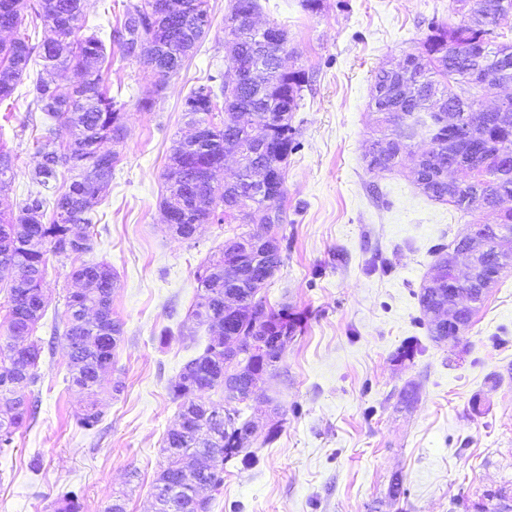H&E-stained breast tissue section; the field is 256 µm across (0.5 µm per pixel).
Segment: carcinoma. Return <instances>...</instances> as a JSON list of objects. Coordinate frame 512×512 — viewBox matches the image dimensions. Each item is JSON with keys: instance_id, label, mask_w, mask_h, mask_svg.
<instances>
[{"instance_id": "cac0c4a2", "label": "carcinoma", "mask_w": 512, "mask_h": 512, "mask_svg": "<svg viewBox=\"0 0 512 512\" xmlns=\"http://www.w3.org/2000/svg\"><path fill=\"white\" fill-rule=\"evenodd\" d=\"M158 2L125 4L121 21L105 41L95 30L80 34L83 0H34L30 5L26 0H0V31L14 34L0 44V103L12 97L37 56L43 70L31 90L36 110L70 131L69 141L59 145L56 129H45L38 150L41 161L33 174L40 190L28 194L18 215L0 214V267L23 272L22 279L14 277L8 285V309L0 322V454L12 447L17 430L37 413L34 387L44 346L36 331L44 312L41 298L48 263L93 251L94 208L120 162L119 151L103 150L101 144L109 140L120 145L127 137L124 104L110 95L104 78L106 44L124 59L142 60L154 71L172 75L204 36L198 22L211 19L209 0H168L172 5L168 10L157 8ZM428 30L417 50L415 71L401 77L382 68L375 73L373 88L386 94L383 99L371 95L369 106L376 118L365 161L371 172L394 171L410 148L399 141V125L427 109L434 97H445L471 134L467 141L482 144L483 151L479 155L466 148L448 151V126L436 118L428 131L430 159L417 171L415 183L429 199L464 216L475 211L493 216L501 232L486 227L489 247L479 263L481 275L498 280L512 270V252L503 249V240L512 241V209H497L500 197H512V111L483 112L481 103L482 94L496 88L498 81L512 80V41L506 40L507 32H512V0H505L490 36L492 47L484 56L488 81L482 85L471 83L468 75L479 57L474 45L484 39V32L465 24L449 27L436 19L429 22ZM233 34L238 46L230 64L240 69L253 66L254 46L262 34L244 23ZM71 71L80 78L63 95L57 80ZM275 80L272 89H250L242 99L243 108L256 120L250 130L241 127L244 113L218 104L224 92L223 74L210 75L207 83L193 87L184 105L197 115L194 123L211 148L192 150L183 140L175 142L163 174L168 192L163 206L177 217V236L192 239L196 225L208 217L216 224L238 227L224 238L219 256L198 267L196 299L189 309L196 325L213 330L224 328L226 307L237 304L232 335L239 337L240 345L232 352L234 360L225 362L224 340L214 335L203 354L190 360L169 387L180 418L188 424L167 433L164 463L152 492L177 486V512H212V493L224 486V464L241 452L243 432L251 425V420L242 418L244 409L231 404V391L254 388L262 374L276 371L286 346L280 337L301 328V317L288 312V307L269 306L263 294L269 280L253 274L251 259L238 251L239 243L251 235L245 226L259 222L272 230L286 221L281 207L286 188L271 199L253 194L248 181L251 168L264 165L285 184L288 155L295 149L292 116L279 122L276 112L281 104L294 111L299 108L306 73L293 69ZM268 127L276 138L271 153L248 152L250 141L263 140ZM234 151L243 154L244 165L235 193L228 194L208 185L203 174L219 168L224 153ZM453 165L466 170L469 178L448 184V167ZM60 167L73 176L49 212L43 191L57 180ZM261 251L267 253V267L279 270L284 263L282 239L270 236ZM438 252L435 272L421 289L419 304L431 339L454 346L459 338L448 335V323L437 313L453 302L458 279L448 272V254L441 248ZM70 276L79 290L67 296L62 317L69 386L86 395L78 425L92 430L102 420L97 396L104 387V374L112 369L124 335L122 321L112 314V292L118 282L103 262H83L72 268ZM225 388L230 393L220 404L196 400L201 392ZM51 509L82 512L83 504L69 491L53 501Z\"/></svg>"}]
</instances>
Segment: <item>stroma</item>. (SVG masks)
I'll list each match as a JSON object with an SVG mask.
<instances>
[{
  "label": "stroma",
  "mask_w": 512,
  "mask_h": 512,
  "mask_svg": "<svg viewBox=\"0 0 512 512\" xmlns=\"http://www.w3.org/2000/svg\"><path fill=\"white\" fill-rule=\"evenodd\" d=\"M261 21L288 33L284 63L308 81L292 125L284 264L265 290L272 306L304 318L264 394L247 416L257 430L244 444L246 466H224L213 512H474L486 491L512 496V273L492 288L456 346L435 343L418 295L435 245L451 243L467 224L451 206L430 200L408 167L375 174L364 155L374 116L368 108L375 72L399 63L427 34V21L464 23L454 0H257ZM213 25L168 79L146 63L113 56L110 86H121L128 138L112 183L94 213L92 260L118 279L112 312L124 324L112 375L120 395L102 391L103 419L77 424L85 397L69 388L65 343L55 328L73 284V259L50 262L46 341L37 373L39 408L0 455V512H50L62 493L78 494L83 512L122 499L126 512H151L161 448L178 420L169 384L206 348L208 327L188 319L196 270L224 244V225L202 224L190 240L164 222L163 173L188 130L184 99L207 75L226 71L225 22L236 0H209ZM156 95L153 111L139 97ZM28 85L0 104V145L14 156L0 212L18 214L36 190V141L44 132ZM173 335L161 342L160 332ZM412 360L397 361L402 345ZM419 382V401L399 392ZM281 432L265 435L272 421ZM401 494L390 498L393 476Z\"/></svg>",
  "instance_id": "1"
}]
</instances>
